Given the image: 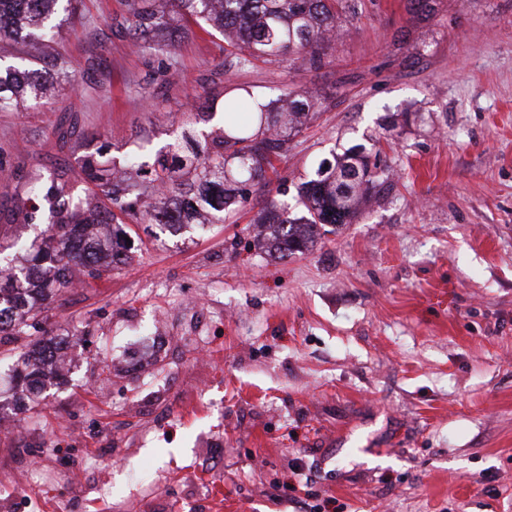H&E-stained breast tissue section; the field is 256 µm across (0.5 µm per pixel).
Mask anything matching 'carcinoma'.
<instances>
[{
    "label": "carcinoma",
    "instance_id": "cac0c4a2",
    "mask_svg": "<svg viewBox=\"0 0 512 512\" xmlns=\"http://www.w3.org/2000/svg\"><path fill=\"white\" fill-rule=\"evenodd\" d=\"M83 0H0V46L22 45L38 51L35 65L0 68V112L36 106L53 93V72L63 74L57 53L44 43L70 24ZM439 0H406L415 20L430 21ZM353 0H126V12L110 18L113 32L125 36L143 52L163 51L191 25L212 29L224 37V50L236 56L241 70L259 63L301 61L320 67L324 50L336 36L340 22L354 13ZM316 91L284 88L261 103L244 90L224 98H205L204 107L191 105L169 142L156 149L141 140L123 168L143 173L153 193L136 182L120 180L109 145L94 143L73 130L86 151L81 174L97 188L88 202L72 195L73 170L54 168L44 177L18 168L10 173L23 187L12 224L0 230V334L27 336L63 289L72 285L70 270L79 265L93 279L128 264L130 255L118 246L129 237L131 224H222L233 206L245 200L249 183L270 185L268 173L287 157L292 139L324 107ZM247 107L245 121L229 122L211 133L196 125L214 118L217 110L231 114ZM392 190L389 166L380 153L362 143L341 151L331 149L296 186L298 203L306 215L288 213V206L270 200L257 224L259 243L273 246L285 258L312 249L327 226L350 224L372 202L380 203ZM47 216L42 235L23 240L15 228L36 224ZM102 224L105 232L89 237L85 226ZM79 341L39 337L20 353L16 379L29 397L47 377L46 364L58 351Z\"/></svg>",
    "mask_w": 512,
    "mask_h": 512
}]
</instances>
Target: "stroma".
I'll return each mask as SVG.
<instances>
[{
  "mask_svg": "<svg viewBox=\"0 0 512 512\" xmlns=\"http://www.w3.org/2000/svg\"><path fill=\"white\" fill-rule=\"evenodd\" d=\"M357 3L323 66L242 71L198 28L141 52L110 29L125 0H85L55 97L0 112L2 211L10 169L75 163L70 123L120 161L232 85L327 98L278 164L294 213L337 145L377 139L395 183L284 260L253 245L258 185L221 224L133 225L131 262L48 313L80 339L65 380L0 408V512H512V0H441L421 24L406 0Z\"/></svg>",
  "mask_w": 512,
  "mask_h": 512,
  "instance_id": "obj_1",
  "label": "stroma"
}]
</instances>
